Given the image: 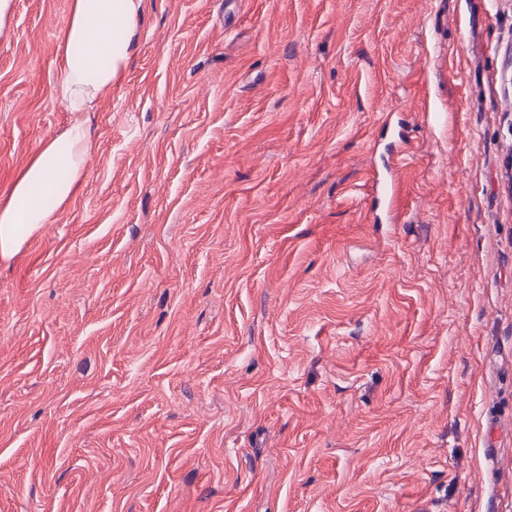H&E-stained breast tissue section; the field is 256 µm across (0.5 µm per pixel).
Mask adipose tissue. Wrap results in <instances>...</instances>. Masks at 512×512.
<instances>
[{
	"mask_svg": "<svg viewBox=\"0 0 512 512\" xmlns=\"http://www.w3.org/2000/svg\"><path fill=\"white\" fill-rule=\"evenodd\" d=\"M142 0H72L58 43L56 98L65 111H91L124 77L135 48ZM94 140L85 121L45 139L0 195V264H10L52 223L80 187Z\"/></svg>",
	"mask_w": 512,
	"mask_h": 512,
	"instance_id": "1",
	"label": "adipose tissue"
}]
</instances>
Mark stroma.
<instances>
[{"label": "stroma", "mask_w": 512, "mask_h": 512, "mask_svg": "<svg viewBox=\"0 0 512 512\" xmlns=\"http://www.w3.org/2000/svg\"><path fill=\"white\" fill-rule=\"evenodd\" d=\"M70 5L13 0L0 194ZM88 118L0 266V512H512V0H142Z\"/></svg>", "instance_id": "1"}]
</instances>
